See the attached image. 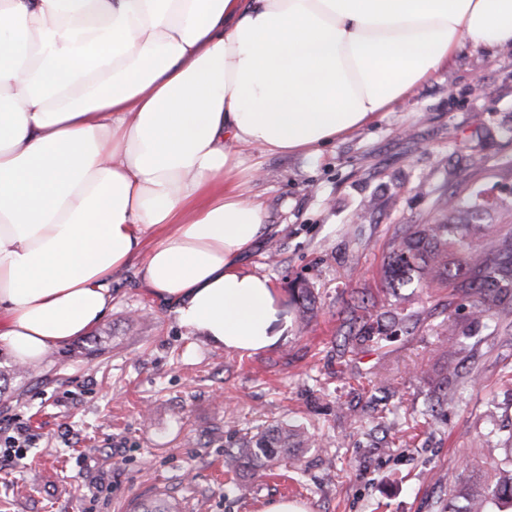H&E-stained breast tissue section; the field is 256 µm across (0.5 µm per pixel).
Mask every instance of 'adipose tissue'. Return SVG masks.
<instances>
[{"mask_svg": "<svg viewBox=\"0 0 512 512\" xmlns=\"http://www.w3.org/2000/svg\"><path fill=\"white\" fill-rule=\"evenodd\" d=\"M504 46L512 0H0V343L85 335L137 259L182 326L265 347L243 149L318 153Z\"/></svg>", "mask_w": 512, "mask_h": 512, "instance_id": "adipose-tissue-1", "label": "adipose tissue"}]
</instances>
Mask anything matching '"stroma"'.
Returning <instances> with one entry per match:
<instances>
[{
    "label": "stroma",
    "mask_w": 512,
    "mask_h": 512,
    "mask_svg": "<svg viewBox=\"0 0 512 512\" xmlns=\"http://www.w3.org/2000/svg\"><path fill=\"white\" fill-rule=\"evenodd\" d=\"M245 156L267 220L240 268L272 283L275 341L212 345L145 292L134 263L113 275L105 319L23 374L0 344V421L31 438L0 468V512H130L157 494L180 512H263L279 498L307 512H441L459 459L485 472L489 427L512 434V331H493L455 288L395 294L383 279L396 229L434 222L443 193L493 199L476 227L512 230V47L463 50L316 156ZM302 282L315 296L306 322ZM363 296L380 313L403 301L411 317L353 346L345 309ZM460 345L462 376L441 393ZM274 422L311 435L299 462L256 483L225 472L235 426Z\"/></svg>",
    "instance_id": "stroma-1"
}]
</instances>
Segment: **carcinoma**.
<instances>
[{"label":"carcinoma","mask_w":512,"mask_h":512,"mask_svg":"<svg viewBox=\"0 0 512 512\" xmlns=\"http://www.w3.org/2000/svg\"><path fill=\"white\" fill-rule=\"evenodd\" d=\"M437 208L446 220L407 225L395 233L384 268L386 285L403 288L414 280L426 288L452 284L473 296L476 314L499 326L503 312L496 310V293L512 287V230L498 234L488 253L468 238V225L447 220L456 214L478 215L489 209L488 201H465L452 191L438 199ZM234 435L236 451L224 454V467L235 473L245 470L254 478L288 459V449L311 444L306 432L278 422L236 429ZM485 458L490 476L478 484L457 480L449 489L446 512H512V447L492 445L485 449ZM136 509L174 512L163 498L139 502Z\"/></svg>","instance_id":"obj_1"}]
</instances>
